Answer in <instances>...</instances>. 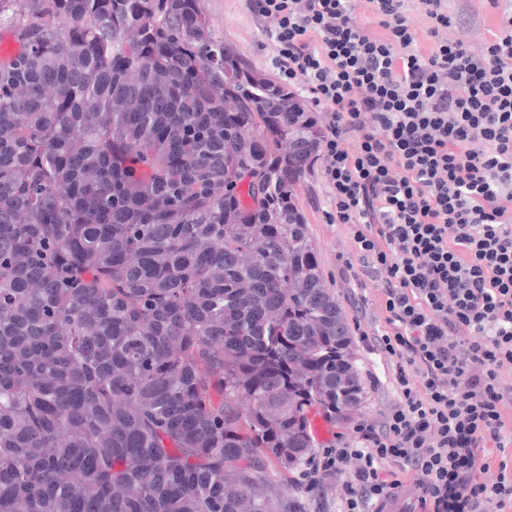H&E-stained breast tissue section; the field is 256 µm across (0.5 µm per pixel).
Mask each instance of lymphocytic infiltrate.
<instances>
[{
    "label": "lymphocytic infiltrate",
    "mask_w": 512,
    "mask_h": 512,
    "mask_svg": "<svg viewBox=\"0 0 512 512\" xmlns=\"http://www.w3.org/2000/svg\"><path fill=\"white\" fill-rule=\"evenodd\" d=\"M241 0L316 107L330 219L381 290L395 407L312 455L339 512L411 481L420 512H512V8L479 49L448 0ZM501 451L500 460L489 449Z\"/></svg>",
    "instance_id": "1"
}]
</instances>
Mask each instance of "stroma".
Returning <instances> with one entry per match:
<instances>
[{"instance_id":"stroma-1","label":"stroma","mask_w":512,"mask_h":512,"mask_svg":"<svg viewBox=\"0 0 512 512\" xmlns=\"http://www.w3.org/2000/svg\"><path fill=\"white\" fill-rule=\"evenodd\" d=\"M449 8L463 12L469 19L472 28L469 42L476 47L494 30L499 17L498 9L493 8L489 0H450ZM202 9L226 44L267 75H274L265 34L243 11L239 0H202ZM298 203L307 218L325 279L336 295L354 338L352 348L363 387L362 399L356 418L335 427L343 441L352 442L358 437L356 429L360 423L380 418L397 401L395 367L391 358L369 349L359 340L362 332L370 333L378 327L380 292L366 278L356 282L352 289L342 286L341 270L357 264L358 257L346 231L328 222L327 214L332 205L323 187L319 167H312L303 179L298 188Z\"/></svg>"}]
</instances>
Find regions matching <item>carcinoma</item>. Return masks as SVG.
I'll return each instance as SVG.
<instances>
[{"mask_svg": "<svg viewBox=\"0 0 512 512\" xmlns=\"http://www.w3.org/2000/svg\"><path fill=\"white\" fill-rule=\"evenodd\" d=\"M193 2L0 0V512H307L309 412L360 403L315 116Z\"/></svg>", "mask_w": 512, "mask_h": 512, "instance_id": "cac0c4a2", "label": "carcinoma"}]
</instances>
